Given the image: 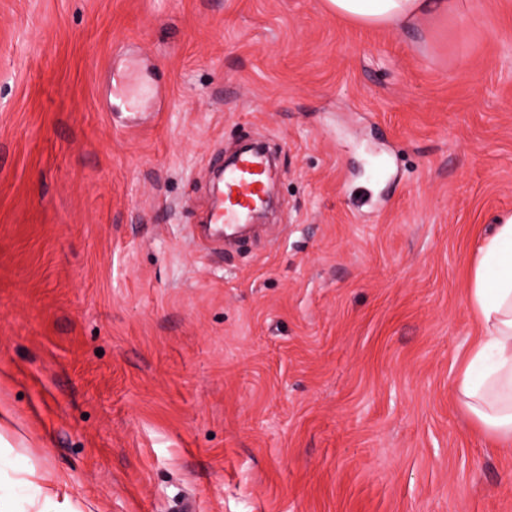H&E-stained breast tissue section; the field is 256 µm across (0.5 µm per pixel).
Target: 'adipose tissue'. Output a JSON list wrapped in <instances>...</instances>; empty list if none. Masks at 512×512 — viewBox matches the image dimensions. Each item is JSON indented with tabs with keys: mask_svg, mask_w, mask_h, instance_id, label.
<instances>
[{
	"mask_svg": "<svg viewBox=\"0 0 512 512\" xmlns=\"http://www.w3.org/2000/svg\"><path fill=\"white\" fill-rule=\"evenodd\" d=\"M330 12L366 27H408L445 18L458 0H326ZM468 307L480 335L458 367L453 391L490 438L512 446V213L498 219L473 267Z\"/></svg>",
	"mask_w": 512,
	"mask_h": 512,
	"instance_id": "obj_1",
	"label": "adipose tissue"
}]
</instances>
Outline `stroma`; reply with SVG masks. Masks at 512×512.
<instances>
[{
	"label": "stroma",
	"instance_id": "1",
	"mask_svg": "<svg viewBox=\"0 0 512 512\" xmlns=\"http://www.w3.org/2000/svg\"><path fill=\"white\" fill-rule=\"evenodd\" d=\"M364 28L325 0H0V413L93 512H512L456 401L512 213V0ZM275 145V207L206 239ZM268 161L264 154L243 153L235 165L224 171L223 188L216 190L210 224H224V231H233L236 224L248 220L259 209L265 196Z\"/></svg>",
	"mask_w": 512,
	"mask_h": 512
}]
</instances>
